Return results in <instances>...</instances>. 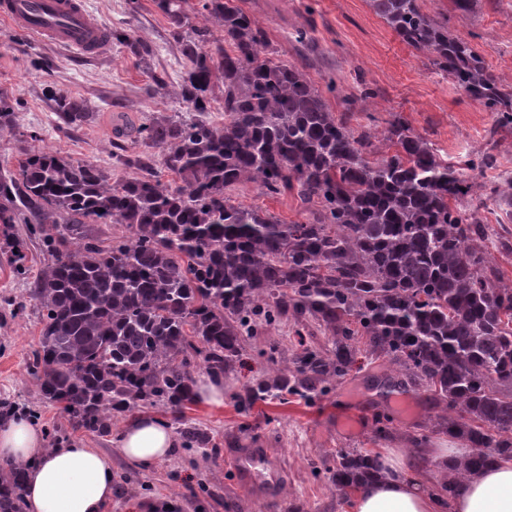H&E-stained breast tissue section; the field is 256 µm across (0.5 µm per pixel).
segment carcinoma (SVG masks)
<instances>
[{"instance_id":"cac0c4a2","label":"carcinoma","mask_w":512,"mask_h":512,"mask_svg":"<svg viewBox=\"0 0 512 512\" xmlns=\"http://www.w3.org/2000/svg\"><path fill=\"white\" fill-rule=\"evenodd\" d=\"M376 15L436 64L474 101L512 126V84L491 74L471 44L422 11L418 0H368ZM181 29L188 0H156ZM224 28L177 38L186 67L180 98L197 117L152 118L116 128L146 150L122 159L134 174L112 179L100 166L27 153L0 174V250L24 269L13 225H28L51 262L31 297L43 328L30 369L41 400L60 406L77 429L107 434L112 419L145 405L175 413L187 448L205 434L185 418L197 369H232L242 338L290 315L312 320L331 347L292 355V376L256 384L239 399L251 408L282 394L311 399L351 371L358 357H382L401 379L437 399L439 427L470 451L441 483L453 497L477 469L512 458V282L490 265L488 225L461 202L481 186L443 162L401 119L387 150L372 159L296 66L262 57L257 22L231 0H203ZM224 82V122L206 117L208 92ZM69 126L89 117L87 101L56 95ZM15 107L0 95V130ZM175 176L154 173L155 158ZM255 183L272 194L297 189L313 220L285 224L231 202ZM512 223V175L493 190ZM124 224L131 240L101 247L92 224ZM379 457L340 454L336 491L378 476ZM25 465H0V512H23Z\"/></svg>"}]
</instances>
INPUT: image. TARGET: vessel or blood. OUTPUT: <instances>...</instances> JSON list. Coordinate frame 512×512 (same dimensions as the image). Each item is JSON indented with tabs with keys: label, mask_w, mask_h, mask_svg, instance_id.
<instances>
[{
	"label": "vessel or blood",
	"mask_w": 512,
	"mask_h": 512,
	"mask_svg": "<svg viewBox=\"0 0 512 512\" xmlns=\"http://www.w3.org/2000/svg\"><path fill=\"white\" fill-rule=\"evenodd\" d=\"M0 20L48 44L78 51L86 58L96 55L108 32L87 10L84 0H0ZM245 482L266 488L274 476L262 455L248 450L238 462Z\"/></svg>",
	"instance_id": "vessel-or-blood-1"
}]
</instances>
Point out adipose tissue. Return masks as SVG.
Instances as JSON below:
<instances>
[{
    "mask_svg": "<svg viewBox=\"0 0 512 512\" xmlns=\"http://www.w3.org/2000/svg\"><path fill=\"white\" fill-rule=\"evenodd\" d=\"M176 446L162 420L141 416L119 434L115 454L71 442L47 450L38 429L26 418L0 422V462L26 466V512H106L112 502L113 456L136 466L166 460ZM384 475L358 481L348 512H512V460L472 474L449 503L424 493L397 452L386 459Z\"/></svg>",
    "mask_w": 512,
    "mask_h": 512,
    "instance_id": "ef3b65f1",
    "label": "adipose tissue"
}]
</instances>
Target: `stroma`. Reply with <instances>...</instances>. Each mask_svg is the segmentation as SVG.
<instances>
[{
    "instance_id": "obj_1",
    "label": "stroma",
    "mask_w": 512,
    "mask_h": 512,
    "mask_svg": "<svg viewBox=\"0 0 512 512\" xmlns=\"http://www.w3.org/2000/svg\"><path fill=\"white\" fill-rule=\"evenodd\" d=\"M256 19L265 32L268 58L298 66L319 89L336 114H351L356 131L382 140L400 118L426 138L437 155L464 167L475 150L497 157L485 169L482 182L494 185L512 174V129L495 128L492 112L470 99L443 76L432 54L397 36L369 7L367 0H232ZM422 10L447 23L449 31L471 42L488 69L512 76V0H475L470 12L457 10L454 0H419ZM88 11L110 32L134 31L149 47L136 55L110 41L93 58L73 50L39 43L0 22V93L17 104L14 128L0 131V170L15 169L21 151H48L60 157L88 161L111 176H123L116 157L129 144L113 134V118L125 113L141 123L158 116L192 113L177 95L184 75L172 31L155 0H85ZM307 32L304 43L296 30ZM335 92H328L329 82ZM85 98L91 114L78 127L59 118L50 91ZM234 203L267 211L285 223L307 217L296 191L277 194L251 183L232 191ZM490 227L488 253L504 279H512V253L498 244L502 232L492 200H472ZM26 240V276L12 272L0 254V402L16 403L37 412L41 432L67 429L68 438L85 447L112 453L116 488L108 512H157L168 504L172 512H342L343 495L336 491V457L352 449L385 456L396 450L422 468L425 491L437 490L444 477L430 462L431 448L447 447V433L434 429L439 411L433 396L404 390V405H396L380 385L397 370L382 358L337 378L327 394L287 403L257 402L238 407L236 399L254 378L285 368L301 347L327 348L323 334L297 336L293 321L261 328L246 337L249 367L224 375V404H193L185 414L210 439L203 449L176 448L164 462L133 467L113 454L114 434L127 418L112 422L101 436L69 427L66 415L42 403L28 370L41 324L29 291L49 259L40 241L25 225L15 227ZM247 448L260 449L275 480L269 494L243 483L235 457Z\"/></svg>"
}]
</instances>
